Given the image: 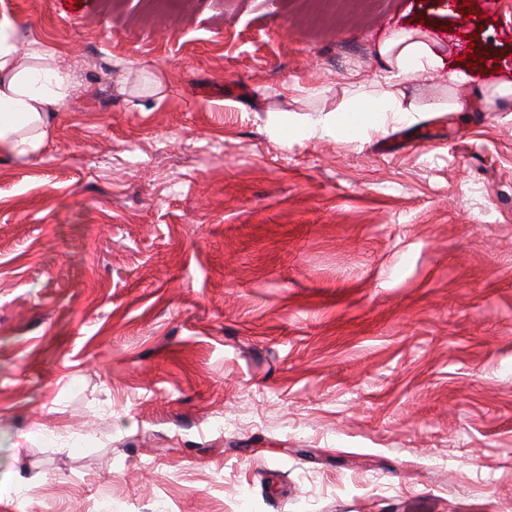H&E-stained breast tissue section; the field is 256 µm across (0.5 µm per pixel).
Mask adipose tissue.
Masks as SVG:
<instances>
[{
    "label": "adipose tissue",
    "instance_id": "obj_1",
    "mask_svg": "<svg viewBox=\"0 0 512 512\" xmlns=\"http://www.w3.org/2000/svg\"><path fill=\"white\" fill-rule=\"evenodd\" d=\"M380 53L387 77L374 91L362 81H351L353 97L347 107L357 112L410 114L417 112H464L468 100L456 94L470 82L467 70L445 66L437 45L422 34L397 31L387 38ZM447 68L450 95L444 102L406 98L401 84L431 79L439 68ZM73 90L71 74L55 62L54 49L36 39H24L15 21L0 17V156L17 159L39 154L48 137L50 113L62 111Z\"/></svg>",
    "mask_w": 512,
    "mask_h": 512
}]
</instances>
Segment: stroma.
<instances>
[{"label": "stroma", "mask_w": 512, "mask_h": 512, "mask_svg": "<svg viewBox=\"0 0 512 512\" xmlns=\"http://www.w3.org/2000/svg\"><path fill=\"white\" fill-rule=\"evenodd\" d=\"M473 8L0 5L78 80L0 157V512H512V10ZM408 27L471 108L337 135Z\"/></svg>", "instance_id": "obj_1"}]
</instances>
